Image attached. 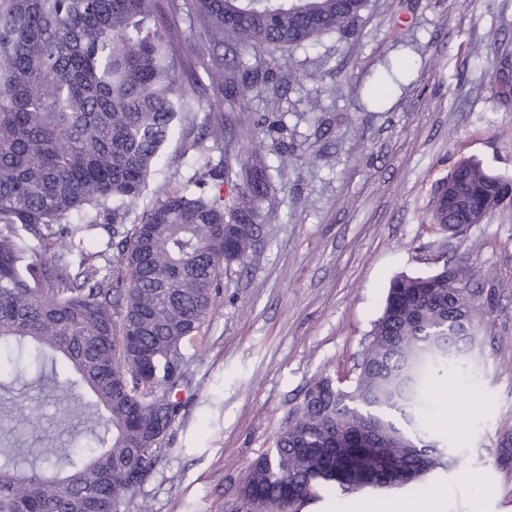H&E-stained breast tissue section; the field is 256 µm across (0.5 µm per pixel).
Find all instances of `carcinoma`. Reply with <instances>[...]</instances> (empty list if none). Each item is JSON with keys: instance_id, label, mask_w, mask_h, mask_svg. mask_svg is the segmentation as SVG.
Wrapping results in <instances>:
<instances>
[{"instance_id": "cac0c4a2", "label": "carcinoma", "mask_w": 512, "mask_h": 512, "mask_svg": "<svg viewBox=\"0 0 512 512\" xmlns=\"http://www.w3.org/2000/svg\"><path fill=\"white\" fill-rule=\"evenodd\" d=\"M367 0H0V344L7 379L44 377V349L61 354L62 387L86 385L90 407L107 414L92 448L38 455L61 466L38 471L30 451L0 442V512H121L126 496L162 456L188 384L182 343L215 309L214 283L244 263L266 221L259 204L272 188L264 146L254 141L232 167L205 157L195 190L158 189V201L128 223L175 131L192 149L224 140L222 120L194 123L181 76L212 89L221 110L229 73L224 33L244 43L297 47L346 32ZM192 15L208 34L195 63L183 64L171 32ZM209 85L201 83L199 73ZM463 198L436 201L435 224H479L491 205L492 174L460 160L451 171ZM231 184L228 193L221 184ZM458 294L448 292V278ZM470 270L442 266L400 274L345 384L321 376L307 387L273 448L248 468L241 512L261 499L299 512L324 487L354 493L355 469L336 470V436L377 441L398 433L405 452L381 444L363 464L372 486L399 488L463 465V456L424 432L429 381L461 372L478 326L462 320L472 304ZM463 337L451 346L442 336Z\"/></svg>"}]
</instances>
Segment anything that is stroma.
Returning a JSON list of instances; mask_svg holds the SVG:
<instances>
[{
  "label": "stroma",
  "mask_w": 512,
  "mask_h": 512,
  "mask_svg": "<svg viewBox=\"0 0 512 512\" xmlns=\"http://www.w3.org/2000/svg\"><path fill=\"white\" fill-rule=\"evenodd\" d=\"M224 45L255 85L223 110L222 146L204 148L230 160L265 142L275 171L262 207L276 224L216 281L215 311L182 346L192 384L168 449L124 512H235L250 464L309 384L353 376L390 281L446 262L475 270L479 348L435 382L425 429L460 448L463 466L424 489L326 491L300 512H392L435 493L444 512H512V469L495 462L512 432V205L449 238L431 222L459 160L512 179V0H368L353 31L312 46ZM196 158L175 134L140 210L160 186L186 187ZM25 405L69 446L70 396L34 389Z\"/></svg>",
  "instance_id": "1"
}]
</instances>
